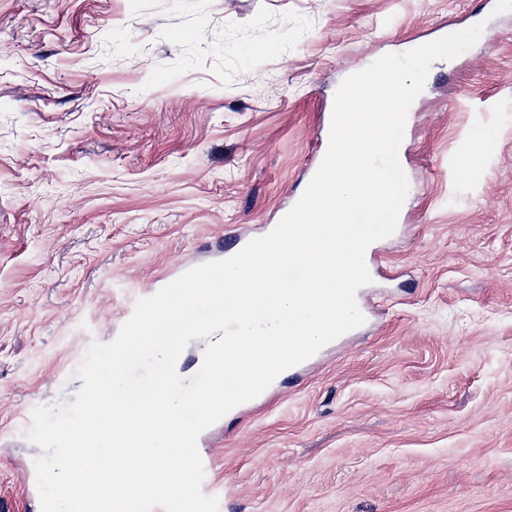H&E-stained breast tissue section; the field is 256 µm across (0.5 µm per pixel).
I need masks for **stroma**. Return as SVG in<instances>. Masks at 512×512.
Here are the masks:
<instances>
[{
	"mask_svg": "<svg viewBox=\"0 0 512 512\" xmlns=\"http://www.w3.org/2000/svg\"><path fill=\"white\" fill-rule=\"evenodd\" d=\"M406 121L378 241L399 292L298 386L210 427L220 512H512V12L476 0H0V500L31 512L34 408L147 288L305 188L371 57L478 22Z\"/></svg>",
	"mask_w": 512,
	"mask_h": 512,
	"instance_id": "1",
	"label": "stroma"
}]
</instances>
